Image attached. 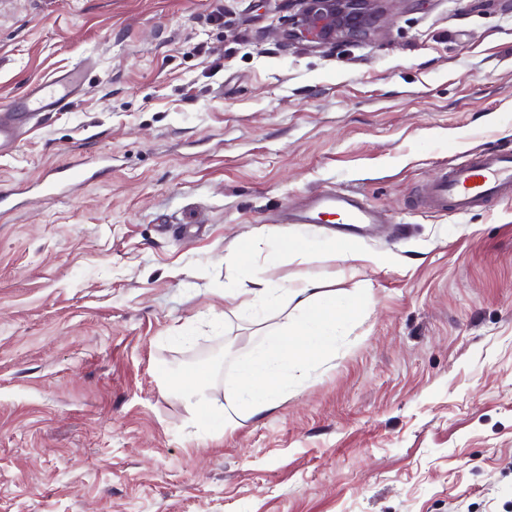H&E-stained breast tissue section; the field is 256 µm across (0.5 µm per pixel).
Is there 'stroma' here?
Masks as SVG:
<instances>
[{
  "label": "stroma",
  "mask_w": 512,
  "mask_h": 512,
  "mask_svg": "<svg viewBox=\"0 0 512 512\" xmlns=\"http://www.w3.org/2000/svg\"><path fill=\"white\" fill-rule=\"evenodd\" d=\"M362 42L288 40L293 0H0V113L70 70V105L0 155V512H512V196L416 200L512 148V0H391ZM82 164L84 182L46 189ZM349 190L385 224H285ZM302 235L252 270L370 288L347 335L233 432L264 320L228 312L234 241ZM372 255L351 265L335 240ZM310 245L307 240L299 236L288 238V236L279 238L268 250L265 261L269 264H275L283 254H293L300 257H306L310 253Z\"/></svg>",
  "instance_id": "stroma-1"
}]
</instances>
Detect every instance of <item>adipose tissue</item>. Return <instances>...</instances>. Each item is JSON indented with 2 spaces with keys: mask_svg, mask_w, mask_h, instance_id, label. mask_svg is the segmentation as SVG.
Listing matches in <instances>:
<instances>
[{
  "mask_svg": "<svg viewBox=\"0 0 512 512\" xmlns=\"http://www.w3.org/2000/svg\"><path fill=\"white\" fill-rule=\"evenodd\" d=\"M256 251L251 241L235 242L226 250L225 264L238 268L240 275L225 286L224 301L246 296L251 306L278 309L284 318L272 327L268 345L253 348L242 361L231 410H206L208 419L223 421L228 430L235 429L239 419L277 408L288 395L291 367L323 356L370 302L369 293L336 292L307 276L278 285L255 276L251 265Z\"/></svg>",
  "mask_w": 512,
  "mask_h": 512,
  "instance_id": "adipose-tissue-1",
  "label": "adipose tissue"
}]
</instances>
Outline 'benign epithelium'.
I'll use <instances>...</instances> for the list:
<instances>
[{
	"instance_id": "obj_1",
	"label": "benign epithelium",
	"mask_w": 512,
	"mask_h": 512,
	"mask_svg": "<svg viewBox=\"0 0 512 512\" xmlns=\"http://www.w3.org/2000/svg\"><path fill=\"white\" fill-rule=\"evenodd\" d=\"M297 12L289 19V39L322 47L368 38L389 23L390 0H295Z\"/></svg>"
}]
</instances>
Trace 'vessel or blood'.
<instances>
[{
	"label": "vessel or blood",
	"mask_w": 512,
	"mask_h": 512,
	"mask_svg": "<svg viewBox=\"0 0 512 512\" xmlns=\"http://www.w3.org/2000/svg\"><path fill=\"white\" fill-rule=\"evenodd\" d=\"M76 84L75 75H62L38 84L18 101L15 111L0 113V154L10 150L25 121L38 112L62 109ZM512 194V152H479L447 169L432 183L422 200L425 209L452 210L465 214L489 199ZM281 217L291 224H338L356 226L378 221L376 211L352 191L330 190L313 195L308 202H288Z\"/></svg>",
	"instance_id": "vessel-or-blood-1"
}]
</instances>
